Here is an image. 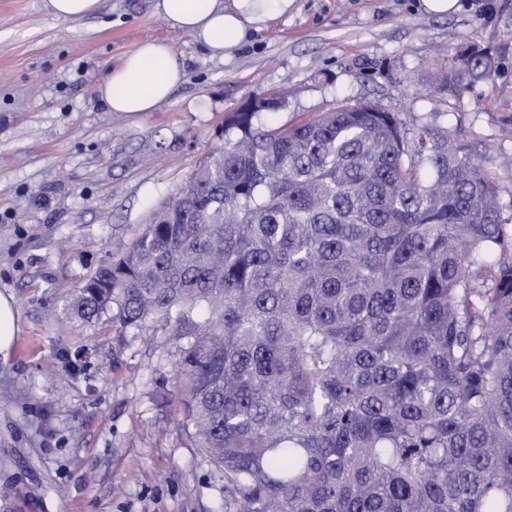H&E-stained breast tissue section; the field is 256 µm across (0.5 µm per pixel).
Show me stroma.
I'll use <instances>...</instances> for the list:
<instances>
[{
	"label": "stroma",
	"instance_id": "obj_1",
	"mask_svg": "<svg viewBox=\"0 0 512 512\" xmlns=\"http://www.w3.org/2000/svg\"><path fill=\"white\" fill-rule=\"evenodd\" d=\"M512 0H461L435 16L416 0H297L210 57L153 9L101 0L75 22L44 0H0V291L20 331L0 357V500L10 512H216L224 475L192 448L176 395L172 337L80 320L72 298L215 148L224 115L284 93L278 122L340 100L460 124L493 162L512 156V48L490 83L435 90L461 49H497ZM147 40L173 45L185 81L151 112L108 111L97 87Z\"/></svg>",
	"mask_w": 512,
	"mask_h": 512
}]
</instances>
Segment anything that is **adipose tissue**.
Returning <instances> with one entry per match:
<instances>
[{"instance_id":"1","label":"adipose tissue","mask_w":512,"mask_h":512,"mask_svg":"<svg viewBox=\"0 0 512 512\" xmlns=\"http://www.w3.org/2000/svg\"><path fill=\"white\" fill-rule=\"evenodd\" d=\"M296 0H155L169 26L188 34L211 57L229 58L249 25L283 17ZM185 79V67L169 42L149 40L123 56L98 86L112 112H150L168 101Z\"/></svg>"}]
</instances>
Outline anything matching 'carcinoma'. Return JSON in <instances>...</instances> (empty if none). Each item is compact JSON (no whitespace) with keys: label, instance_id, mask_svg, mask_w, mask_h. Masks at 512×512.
I'll return each instance as SVG.
<instances>
[{"label":"carcinoma","instance_id":"cac0c4a2","mask_svg":"<svg viewBox=\"0 0 512 512\" xmlns=\"http://www.w3.org/2000/svg\"><path fill=\"white\" fill-rule=\"evenodd\" d=\"M286 104L224 113L74 313L184 341L179 424L224 512H512V191L457 126L375 101L269 123Z\"/></svg>","mask_w":512,"mask_h":512}]
</instances>
